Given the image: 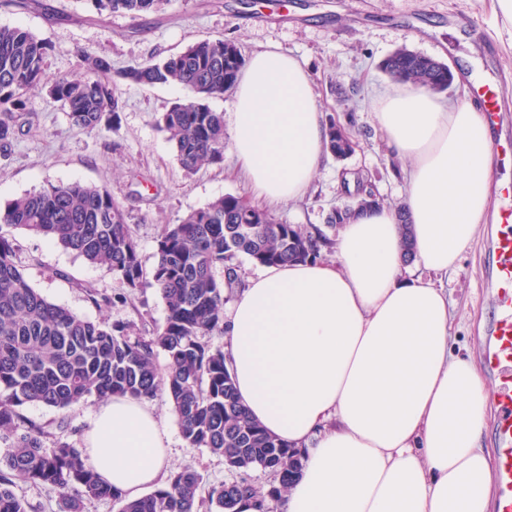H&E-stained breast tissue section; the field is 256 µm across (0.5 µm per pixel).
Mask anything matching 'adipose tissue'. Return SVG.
<instances>
[{"label": "adipose tissue", "mask_w": 512, "mask_h": 512, "mask_svg": "<svg viewBox=\"0 0 512 512\" xmlns=\"http://www.w3.org/2000/svg\"><path fill=\"white\" fill-rule=\"evenodd\" d=\"M373 107L407 163L403 202L349 213L334 259L270 266L236 287L228 366L251 417L305 454L282 512H490L492 391L476 361L453 351L443 280L492 209V130L466 95L450 104L406 84ZM232 127L253 198L306 194L326 122L296 58H250ZM170 444L154 409L127 396L100 406L86 439L98 474L129 498L162 486Z\"/></svg>", "instance_id": "1"}]
</instances>
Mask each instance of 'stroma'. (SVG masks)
<instances>
[{
  "label": "stroma",
  "instance_id": "stroma-1",
  "mask_svg": "<svg viewBox=\"0 0 512 512\" xmlns=\"http://www.w3.org/2000/svg\"><path fill=\"white\" fill-rule=\"evenodd\" d=\"M16 25L46 43L49 76L80 75L82 49L107 58L123 109L117 125L89 131L70 123L61 102L41 88L30 89L28 110L20 118L23 133L8 156H0V205L58 182L108 185L126 209L148 269L157 260L164 225L179 223L190 208L225 194L245 195L246 189L229 175L234 165L229 153L223 164L194 174L181 169L155 120L187 92L120 79L121 71L144 59H162L214 38L234 41L247 58L271 48L295 56L310 72L325 115L351 118L357 147L343 160L325 155L306 196L273 212L291 224L326 228L332 239L338 230L328 227L327 218L347 194L370 184L391 206L405 195L404 163L389 151L372 108L375 98L396 85L380 68L396 49L404 46L450 66L455 80L444 96L448 102L458 98L461 73L474 61L499 87L502 125L512 134V55L505 54L481 0H165L160 11L138 19L120 12L98 16L84 0H29L22 10L0 0V26ZM0 235L16 243L24 274L48 301L93 321L140 317L148 327L163 326L167 310L156 289H142L127 304L95 307L82 284L106 294L122 290L104 268L21 229L2 225ZM491 261L485 237H478L445 280L458 354L479 349L489 318L484 275ZM152 404L171 435L170 470L193 466L207 486L234 480L222 456L187 447L166 395ZM99 406L91 398L63 414L41 404L24 405L21 412L41 424L65 419L80 443Z\"/></svg>",
  "mask_w": 512,
  "mask_h": 512
}]
</instances>
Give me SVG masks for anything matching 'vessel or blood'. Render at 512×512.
Returning a JSON list of instances; mask_svg holds the SVG:
<instances>
[{
    "instance_id": "vessel-or-blood-1",
    "label": "vessel or blood",
    "mask_w": 512,
    "mask_h": 512,
    "mask_svg": "<svg viewBox=\"0 0 512 512\" xmlns=\"http://www.w3.org/2000/svg\"><path fill=\"white\" fill-rule=\"evenodd\" d=\"M488 246L494 257L487 272L493 317L485 329L481 355L486 373L498 387L492 426L498 463L495 512H512V184L504 190Z\"/></svg>"
}]
</instances>
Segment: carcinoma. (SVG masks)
I'll use <instances>...</instances> for the list:
<instances>
[{
  "instance_id": "carcinoma-1",
  "label": "carcinoma",
  "mask_w": 512,
  "mask_h": 512,
  "mask_svg": "<svg viewBox=\"0 0 512 512\" xmlns=\"http://www.w3.org/2000/svg\"><path fill=\"white\" fill-rule=\"evenodd\" d=\"M100 16L125 12L133 17L155 13L164 0H87ZM83 77L45 80L47 46L21 26H0V154H7L19 132L18 115L27 109L25 92L45 81L49 95L67 108L70 122L98 130L117 121L122 109L112 81V65L88 50L78 51ZM245 59L226 39L205 40L160 60H146L119 73L144 85H176L190 95L160 113L157 125L167 134L180 167L188 174L205 164L224 162V113L211 98H222L236 84ZM381 69L393 79L448 91V66L400 48ZM354 134L330 117L326 150L349 156ZM0 224L50 238L120 281L125 291L98 296L87 286L95 306L125 302L143 288L157 289L167 306L165 324L147 336L130 334L129 323L91 321L49 302L31 286L20 268L16 248L0 235V440L9 452L0 457V512H35L14 492L28 483L56 496L59 512H84L85 504L112 499L120 512H198L208 501L214 512H236L247 496L259 502L278 495L301 473L304 455L269 434L253 420L237 396L227 358L204 337L224 333V280L221 269L236 275L234 260L245 255L277 265L313 261L329 244L316 226L288 224L243 197L226 194L188 211L165 226L157 241V262L142 264L138 243L124 206L107 185L68 182L26 193L0 209ZM166 355L157 363L158 351ZM165 393L190 448H207L234 470L261 466L277 485L263 492L250 485L222 483L203 487L188 465L171 473L163 486L135 499L112 489L88 455L55 426L25 420L19 408L42 404L65 410L90 397L152 400Z\"/></svg>"
}]
</instances>
